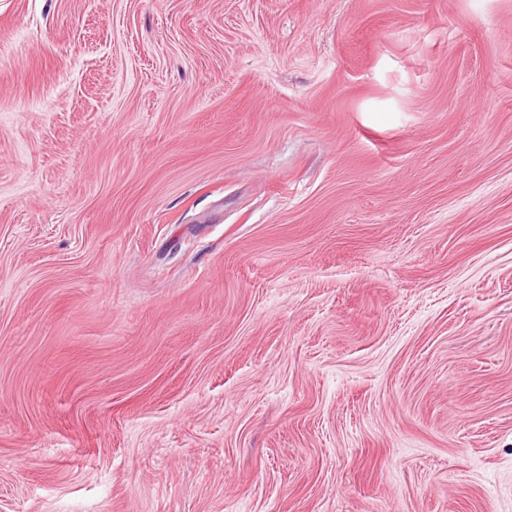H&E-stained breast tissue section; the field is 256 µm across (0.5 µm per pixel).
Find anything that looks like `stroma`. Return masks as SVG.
<instances>
[{
  "instance_id": "1",
  "label": "stroma",
  "mask_w": 512,
  "mask_h": 512,
  "mask_svg": "<svg viewBox=\"0 0 512 512\" xmlns=\"http://www.w3.org/2000/svg\"><path fill=\"white\" fill-rule=\"evenodd\" d=\"M0 512H512V0H0Z\"/></svg>"
}]
</instances>
